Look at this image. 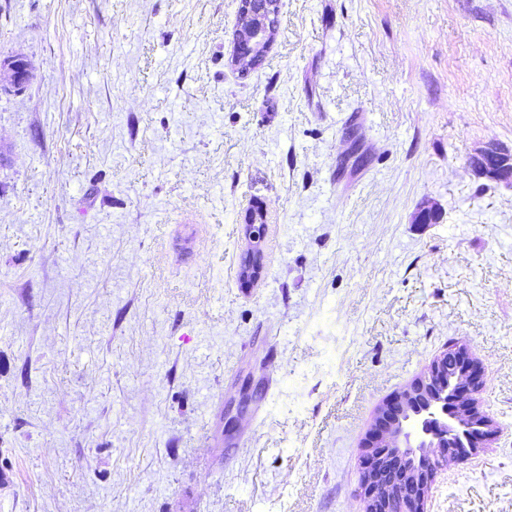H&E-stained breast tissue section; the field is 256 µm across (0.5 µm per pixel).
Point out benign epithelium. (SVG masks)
Listing matches in <instances>:
<instances>
[{
  "label": "benign epithelium",
  "mask_w": 512,
  "mask_h": 512,
  "mask_svg": "<svg viewBox=\"0 0 512 512\" xmlns=\"http://www.w3.org/2000/svg\"><path fill=\"white\" fill-rule=\"evenodd\" d=\"M281 0H238L239 24L234 32V50L231 64L249 69L253 56L269 49ZM469 166L475 175L498 182H512V152L491 143L472 156ZM263 210L252 212L242 232L250 251L259 249L261 239L255 231ZM462 369L455 376L456 390L450 398L452 406L442 407L438 389L446 384L440 358L430 363L427 371L400 391L381 402L375 409L370 428L357 448L361 480L359 495L364 512H389L388 505L395 494V485L406 482L417 488L418 498L412 512H425L429 493L439 472L449 463L486 447L496 436L493 421L479 411V395L484 388L483 368L469 344L461 343ZM462 421L474 429L469 446L462 450L454 443V432ZM389 448H410L419 456H430L434 461L429 469L405 464L398 454H389ZM384 469L396 471L393 483L379 481Z\"/></svg>",
  "instance_id": "benign-epithelium-1"
}]
</instances>
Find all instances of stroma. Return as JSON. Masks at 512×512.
Masks as SVG:
<instances>
[{"instance_id":"35a3bbf8","label":"stroma","mask_w":512,"mask_h":512,"mask_svg":"<svg viewBox=\"0 0 512 512\" xmlns=\"http://www.w3.org/2000/svg\"><path fill=\"white\" fill-rule=\"evenodd\" d=\"M237 4L0 0V512H362L452 338L498 434L427 510L512 512V184L467 167L512 151V0H282L245 78Z\"/></svg>"}]
</instances>
